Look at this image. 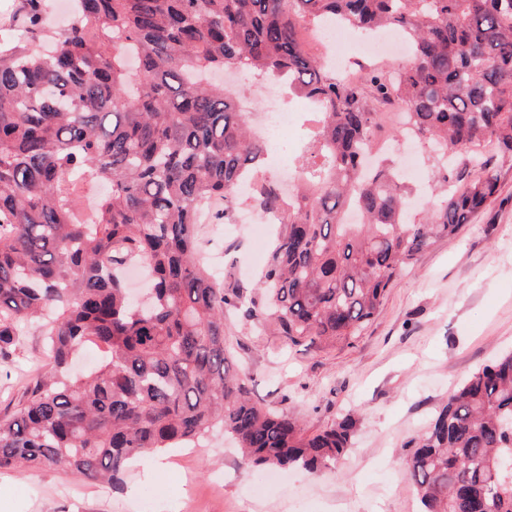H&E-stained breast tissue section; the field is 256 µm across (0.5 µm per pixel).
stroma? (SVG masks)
Masks as SVG:
<instances>
[{
	"mask_svg": "<svg viewBox=\"0 0 512 512\" xmlns=\"http://www.w3.org/2000/svg\"><path fill=\"white\" fill-rule=\"evenodd\" d=\"M205 254L217 278L253 294L265 267L248 224H207ZM0 371V412L12 408L48 365L39 326L21 329ZM224 343L251 398L286 412L307 432L355 412L352 450L317 476L281 470L256 489L230 439L214 429L188 448L133 464L121 483L92 484L59 469L0 472L12 512H419L404 465L413 441L476 369L512 351V178L496 202L450 239L425 251L359 335L333 346H289L282 336L228 310Z\"/></svg>",
	"mask_w": 512,
	"mask_h": 512,
	"instance_id": "35a3bbf8",
	"label": "stroma"
}]
</instances>
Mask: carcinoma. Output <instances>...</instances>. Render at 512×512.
I'll list each match as a JSON object with an SVG mask.
<instances>
[{"label":"carcinoma","mask_w":512,"mask_h":512,"mask_svg":"<svg viewBox=\"0 0 512 512\" xmlns=\"http://www.w3.org/2000/svg\"><path fill=\"white\" fill-rule=\"evenodd\" d=\"M78 18L36 42L46 0L0 43V368L18 324L47 321L48 368L0 416V470L61 469L118 482L133 461L231 433L245 468L317 474L354 445L358 418L305 434L254 403L224 349L241 309L289 345L358 335L392 284L497 200L512 177V0H74ZM393 28L395 68L339 76L308 54L305 22ZM239 70L316 106L286 197L257 181L252 207L280 230L257 295L215 280L199 208L215 224L266 162L253 113L212 81ZM413 135L436 203L412 192L381 140ZM354 209L355 224L344 211ZM154 277L130 300L119 269ZM92 343L105 357L74 374ZM422 512H512V352L472 372L407 459Z\"/></svg>","instance_id":"carcinoma-1"}]
</instances>
